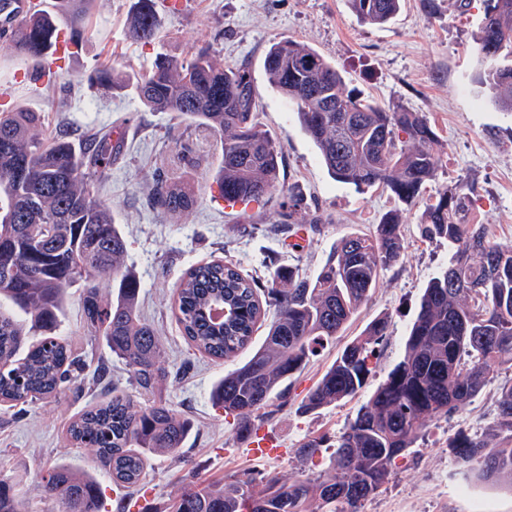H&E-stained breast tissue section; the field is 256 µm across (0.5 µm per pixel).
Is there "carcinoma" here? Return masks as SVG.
<instances>
[{"label": "carcinoma", "mask_w": 512, "mask_h": 512, "mask_svg": "<svg viewBox=\"0 0 512 512\" xmlns=\"http://www.w3.org/2000/svg\"><path fill=\"white\" fill-rule=\"evenodd\" d=\"M58 10L21 20L0 52L41 55L55 38L61 15L78 19L94 0H59ZM477 41L484 65L480 83L498 92L499 107L512 112V0H485ZM364 23L384 26L400 12L402 0H349ZM154 0H135L128 20L134 42L157 38ZM270 85L296 107L298 121L338 182L359 190L389 189L402 203H415L437 165V135L419 112L395 111L348 91L336 68L318 51L292 40L270 47L263 60ZM90 85L114 91L134 88L149 112H175L218 134L222 157L216 171L221 197L258 201L279 195L290 219L307 203L285 192L280 181L281 150L256 119L253 79L244 67H230L211 45L183 62L161 53L150 71L99 69ZM45 117L23 109L0 112V298L45 330L57 327L67 290L83 289L86 323L102 336L132 372L137 388L149 393L161 384L165 350L154 328L138 311L140 282L126 267L127 242L95 187V174L112 164L122 143L98 130L74 143L57 131L41 133ZM156 202L169 214L195 204L190 188L156 181ZM471 187L457 181L426 206L421 234L445 242L452 257L425 288L405 342L403 358L387 374L332 447V474L288 481L279 477L230 476L190 480L164 512H359L386 483L396 460L412 446L425 422L449 417L485 388L490 373L512 369V243L488 239L469 219ZM398 211L387 212L372 237L340 239L317 275L308 280L291 267L276 270L271 284L244 277L231 263L212 261L183 275L174 310L183 335L213 359L235 356L253 339L256 326L275 307L263 344L214 386V406L233 418L241 435L257 431L273 397L287 399L288 381L301 373L324 342L336 336L377 287L380 271L396 261L402 238ZM112 281V296L99 282ZM235 309L232 320L214 322L213 304ZM388 332L375 319L364 338L347 345L301 401L312 414L354 397L371 372L374 345ZM25 327L0 312V402L13 406L56 395L90 364L68 344L46 336L24 357ZM192 431L190 420L162 403L139 405L112 390L108 400L88 407L72 421L68 438L90 448L114 484L137 488L150 458L178 454ZM492 436L460 433L448 444L454 456L485 480L512 483V386L501 390ZM44 490L63 512H101L97 478L64 465L43 476ZM0 512H24L9 481L0 477Z\"/></svg>", "instance_id": "cac0c4a2"}]
</instances>
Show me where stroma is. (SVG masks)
<instances>
[{"mask_svg":"<svg viewBox=\"0 0 512 512\" xmlns=\"http://www.w3.org/2000/svg\"><path fill=\"white\" fill-rule=\"evenodd\" d=\"M134 0H97L81 22L84 51L61 64L62 81L37 86L27 81L28 59L0 54V89L12 92L0 110L25 108L45 115L46 127L67 124L75 138L111 130L124 147L101 183L127 240L126 263L141 284L142 317L165 348L168 378L154 393L137 394L144 405L165 402L188 418L193 430L179 455L158 454L141 485L151 504L168 502L192 477L278 476L289 480L325 475L333 451L320 448L301 460L299 449L311 436H336L348 426L388 372L399 362L405 338L428 281L449 259L445 244L421 238L418 225L427 203L451 181L473 186L470 218L488 238L512 242V112L501 111L479 82L483 70L474 51L484 16L483 0H404L395 20L384 27L360 21L348 0H177L178 9L158 11L154 42L142 45L127 35ZM288 38L320 52L341 73L347 88L382 106L426 116L438 139V163L415 204L399 202L389 190L358 191L334 181L302 130L293 106L268 83L262 61L270 46ZM213 44L226 64L247 66L252 74L257 119L282 149L281 180L306 200L300 224L317 223L316 234L293 249L274 232L282 220L278 198L240 208L218 198L214 172L221 159L219 136L207 127L187 125L177 114L147 111L134 89L113 94L89 88L88 75L114 66L148 72L157 53L189 58ZM67 100L58 111L59 100ZM190 186L196 203L189 214L167 215L152 198L155 177ZM402 215L403 249L383 268L377 287L335 338L292 382L287 400H274L259 430L277 437V457L251 455L245 437L210 398L213 386L234 363L207 358L184 339L173 310V293L184 272L200 262L224 260L243 274L270 282L276 268L290 266L316 275L330 250L350 234L373 235L383 214ZM387 317L388 340L363 389L353 398L314 414L298 410L301 400L339 357L379 317ZM74 353L105 365L107 377L86 380L56 397L31 404L0 405V477L11 479L27 512H61L59 501L42 486L44 472L63 462L96 474L104 492L103 512H117L129 501L125 490L98 470L90 449L75 448L67 428L87 406L106 400L112 380L126 376L101 337L91 333L83 314L82 291L69 289L55 330ZM512 383V369L490 374L483 391L449 418L437 417L421 430L396 461L389 481L361 512H512V485L487 481L461 465L448 443L459 431L482 435L496 420V400Z\"/></svg>","mask_w":512,"mask_h":512,"instance_id":"stroma-1","label":"stroma"}]
</instances>
